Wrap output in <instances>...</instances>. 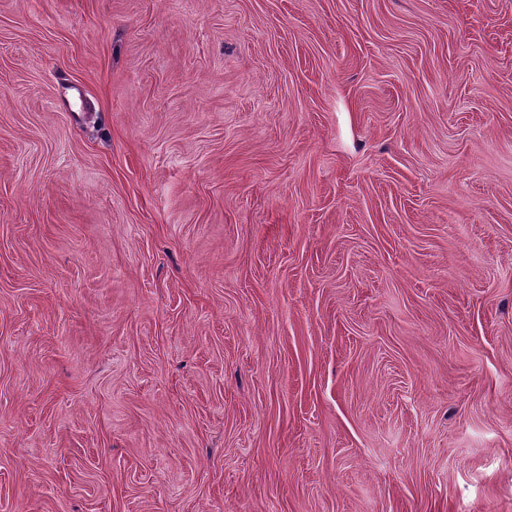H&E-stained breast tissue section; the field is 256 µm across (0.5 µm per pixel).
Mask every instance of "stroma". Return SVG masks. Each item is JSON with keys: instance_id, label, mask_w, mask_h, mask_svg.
Returning a JSON list of instances; mask_svg holds the SVG:
<instances>
[{"instance_id": "obj_1", "label": "stroma", "mask_w": 512, "mask_h": 512, "mask_svg": "<svg viewBox=\"0 0 512 512\" xmlns=\"http://www.w3.org/2000/svg\"><path fill=\"white\" fill-rule=\"evenodd\" d=\"M0 512H512V0H0Z\"/></svg>"}]
</instances>
